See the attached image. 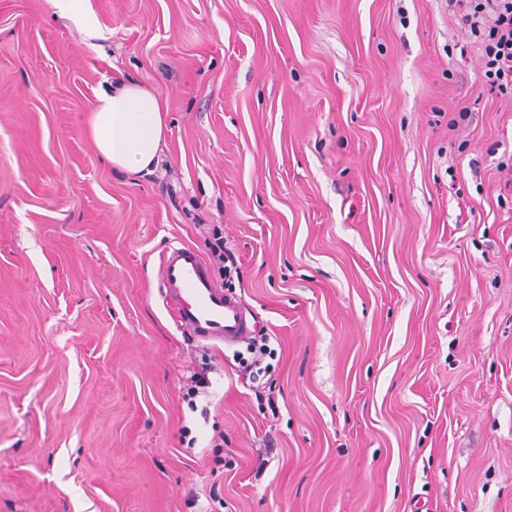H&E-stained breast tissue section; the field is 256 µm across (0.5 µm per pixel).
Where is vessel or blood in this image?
Returning <instances> with one entry per match:
<instances>
[{"label":"vessel or blood","mask_w":512,"mask_h":512,"mask_svg":"<svg viewBox=\"0 0 512 512\" xmlns=\"http://www.w3.org/2000/svg\"><path fill=\"white\" fill-rule=\"evenodd\" d=\"M159 281L181 328L193 337L233 346L251 336V321L240 302L217 285L193 247H170L160 258Z\"/></svg>","instance_id":"obj_1"}]
</instances>
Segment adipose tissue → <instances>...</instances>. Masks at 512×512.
<instances>
[{
	"mask_svg": "<svg viewBox=\"0 0 512 512\" xmlns=\"http://www.w3.org/2000/svg\"><path fill=\"white\" fill-rule=\"evenodd\" d=\"M167 112L149 86L123 81L97 93L82 122L102 161L129 175L148 174L166 146Z\"/></svg>",
	"mask_w": 512,
	"mask_h": 512,
	"instance_id": "ef3b65f1",
	"label": "adipose tissue"
}]
</instances>
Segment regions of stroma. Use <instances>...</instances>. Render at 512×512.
<instances>
[{
	"label": "stroma",
	"instance_id": "stroma-1",
	"mask_svg": "<svg viewBox=\"0 0 512 512\" xmlns=\"http://www.w3.org/2000/svg\"><path fill=\"white\" fill-rule=\"evenodd\" d=\"M88 5L0 0V512H512V97L459 13ZM120 77L168 104L149 175L80 120ZM177 243L265 376L180 328ZM59 14L66 15L88 31L96 29V21L87 9V0H51ZM270 340L269 336H257L248 342L247 350L250 354H252V360L248 363L242 359V362H246L247 369H256L255 374L260 375L261 373H267L270 364H264L265 358L271 355V349L268 346V342Z\"/></svg>",
	"mask_w": 512,
	"mask_h": 512
}]
</instances>
